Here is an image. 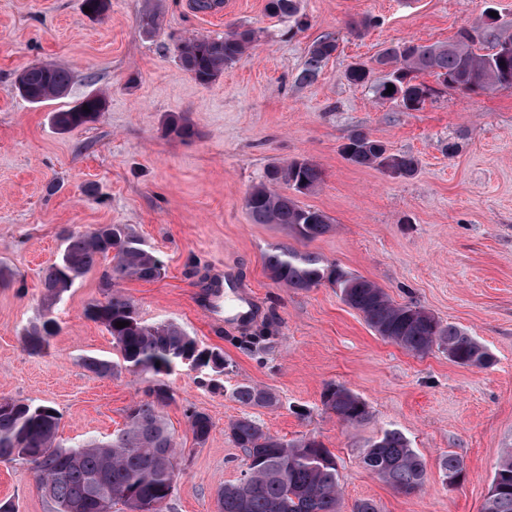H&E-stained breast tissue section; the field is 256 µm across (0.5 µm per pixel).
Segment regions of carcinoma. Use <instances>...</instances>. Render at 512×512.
<instances>
[{
	"label": "carcinoma",
	"mask_w": 512,
	"mask_h": 512,
	"mask_svg": "<svg viewBox=\"0 0 512 512\" xmlns=\"http://www.w3.org/2000/svg\"><path fill=\"white\" fill-rule=\"evenodd\" d=\"M266 11L294 22L298 28L304 25L297 0H267ZM256 40L257 32L252 29L230 31L218 39L186 37L178 45V56L191 77L207 85ZM485 41L491 50L479 54L473 32L461 29L446 45L409 43L386 50L377 62L391 66V72L379 96L405 107L424 104L428 89L418 81V74L425 72L463 92L511 91L512 52L504 53L497 46L512 43V34L489 26ZM336 49V40L329 35L316 41L308 51L301 79H314ZM18 82V90L43 102L66 92L70 74L55 65L32 66L20 73ZM390 84L394 91L389 93ZM82 104L88 110L72 107L53 113L59 130L69 131L95 121L104 107L99 96ZM167 132L182 140L195 136L189 123L174 119L167 123ZM341 153L355 165L388 168L401 176H411L417 170L413 156L390 155L384 144L364 132L351 135ZM322 176V169L309 160H294L267 173L269 181H282L301 194L313 191ZM246 207L254 223L277 224L301 239L311 240L332 229L324 213L302 207L294 198L264 184L248 193ZM62 240L58 259L43 271L44 311L26 330L24 342L29 350L40 353L49 346L59 333L58 322L51 315L52 305L77 279L108 259L110 267L101 283L104 300L89 303L85 314L112 336L120 357L116 361L87 357L83 365L88 371L100 377L122 370L158 376L185 366L188 359L213 373L224 372L221 352L200 347L174 322L145 323L131 300L116 290L125 280L156 279L162 270L154 251L127 225L66 231ZM265 267L274 283L288 288L308 290L324 283L338 288L343 301L376 334L414 355H425L437 346L462 366L481 368L490 361L485 347L465 331L443 324L421 307L394 302L377 283L328 265L315 254L278 246L266 254ZM118 321L127 326L116 327ZM231 398L253 407L276 403L271 392L254 384L238 385ZM173 402L174 391L158 380L145 399L127 409L125 426L110 438L67 445L57 438L59 416L49 414L53 407L7 399L6 406H0V462L28 463L39 489L55 503L57 512H68L70 505L79 506L76 512H99L101 502L110 506L120 503L126 512H167L180 477L176 441L162 416V409ZM322 403L348 423L361 422L368 414L365 402L344 386L327 388ZM187 418L196 440L206 442L212 430L210 417L193 411ZM225 432L248 458L249 472L238 482L220 487L219 512H339L336 458L322 441L314 437L284 441L248 416L230 421ZM361 462L399 494L412 495L425 483L422 455L396 429L384 431L367 444ZM440 469L453 485L463 479L464 463L453 453L442 458ZM482 512H512V448L499 462Z\"/></svg>",
	"instance_id": "carcinoma-1"
}]
</instances>
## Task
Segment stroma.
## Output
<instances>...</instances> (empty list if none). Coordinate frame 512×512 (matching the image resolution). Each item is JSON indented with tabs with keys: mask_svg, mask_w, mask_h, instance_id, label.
<instances>
[{
	"mask_svg": "<svg viewBox=\"0 0 512 512\" xmlns=\"http://www.w3.org/2000/svg\"><path fill=\"white\" fill-rule=\"evenodd\" d=\"M267 0H224L195 11L193 0H109L96 19L82 0H0V398L48 404L64 442L104 439L156 378L121 371L99 377L88 356L116 358L105 328L85 316L100 298L99 272L78 279L53 308L60 331L30 352L26 329L42 312V273L61 249L62 230L125 224L157 254L162 276L123 281L120 292L149 324L174 322L202 346L224 353L215 379L181 367L166 375L176 401L162 411L177 441L181 476L167 512H218L216 491L239 480L246 458L224 432L255 419L282 440H321L335 455L342 512L373 501L380 512H480L504 449L512 448V91L466 95L418 79L435 93L422 109L382 100L388 70L374 60L404 42L441 44L489 12L512 31V0H300L303 27L269 16ZM160 14L157 31L140 16ZM369 28H360L362 19ZM252 28L260 38L210 84L184 70L176 46L188 36L219 38ZM332 35L337 50L313 81L301 79L309 47ZM368 65L362 85L345 78ZM35 64L66 69L65 95L30 103L15 89ZM103 95L96 122L67 132L52 113ZM180 117L196 135L167 134ZM366 132L388 153L414 156V175L348 162L342 145ZM320 166L323 180L298 195L324 212L331 232L312 240L253 223L245 198L268 170L291 160ZM319 255L379 284L399 303L424 308L475 337L485 368L462 367L441 349L413 355L384 340L323 284L306 291L275 284L264 266L273 246ZM231 272L258 311L238 325L209 317L207 284ZM243 383L278 403L231 399ZM342 385L367 405L348 424L322 404ZM207 414L198 443L186 415ZM396 429L422 454L423 488L405 496L365 469L368 442ZM454 453L465 478L444 483L440 460ZM13 512H55L22 461L0 462V503Z\"/></svg>",
	"mask_w": 512,
	"mask_h": 512,
	"instance_id": "35a3bbf8",
	"label": "stroma"
}]
</instances>
